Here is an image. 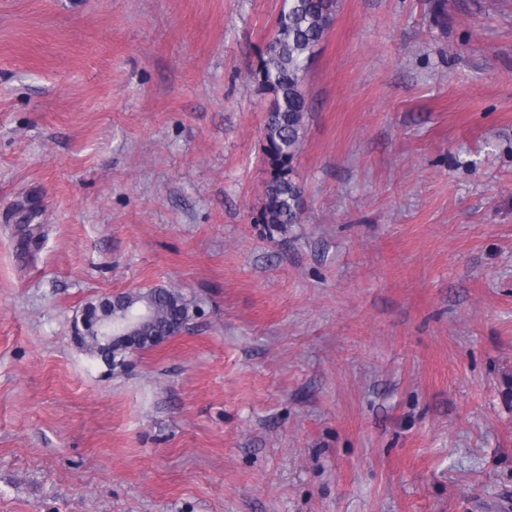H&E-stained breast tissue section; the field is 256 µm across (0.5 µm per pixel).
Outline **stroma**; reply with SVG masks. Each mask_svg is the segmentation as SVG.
Listing matches in <instances>:
<instances>
[{"instance_id": "obj_1", "label": "stroma", "mask_w": 512, "mask_h": 512, "mask_svg": "<svg viewBox=\"0 0 512 512\" xmlns=\"http://www.w3.org/2000/svg\"><path fill=\"white\" fill-rule=\"evenodd\" d=\"M434 2L338 0L272 235L282 0H0V512H512V0ZM118 313L127 305H146L152 308L153 316L139 331L135 348L139 350L156 346L164 339L185 328L190 317V303L184 294L175 288L154 287L146 290L117 294L114 301L101 304L100 299L87 306L103 313L113 309ZM187 321V322H186ZM77 336L97 337L103 341L105 347L112 345L113 328L102 316L87 318L86 311L83 309L79 318L73 321L72 337L77 343Z\"/></svg>"}]
</instances>
